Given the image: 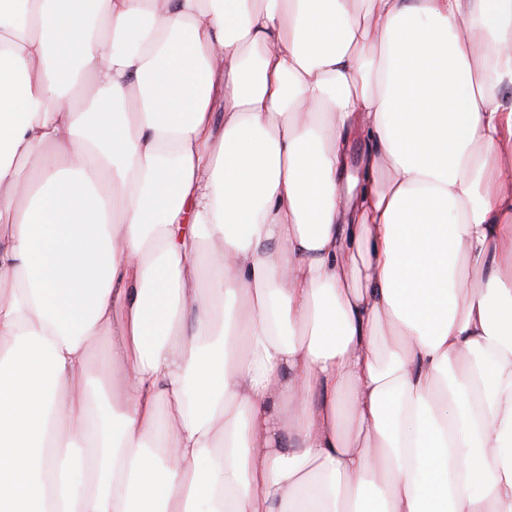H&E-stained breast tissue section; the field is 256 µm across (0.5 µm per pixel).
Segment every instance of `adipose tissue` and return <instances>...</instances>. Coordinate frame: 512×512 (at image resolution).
<instances>
[{
	"mask_svg": "<svg viewBox=\"0 0 512 512\" xmlns=\"http://www.w3.org/2000/svg\"><path fill=\"white\" fill-rule=\"evenodd\" d=\"M507 84L512 0H0V512H512Z\"/></svg>",
	"mask_w": 512,
	"mask_h": 512,
	"instance_id": "ef3b65f1",
	"label": "adipose tissue"
}]
</instances>
